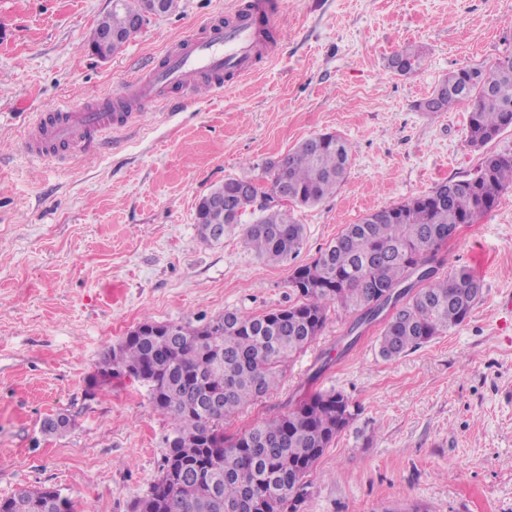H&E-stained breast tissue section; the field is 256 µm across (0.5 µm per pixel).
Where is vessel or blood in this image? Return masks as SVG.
I'll return each instance as SVG.
<instances>
[{"instance_id": "1", "label": "vessel or blood", "mask_w": 512, "mask_h": 512, "mask_svg": "<svg viewBox=\"0 0 512 512\" xmlns=\"http://www.w3.org/2000/svg\"><path fill=\"white\" fill-rule=\"evenodd\" d=\"M281 8L279 0H248L233 23L215 17L172 43L149 72L109 92L102 104L66 103L39 114L23 141L25 153L47 162L59 151L92 155L109 146V133L128 123L132 113L161 103L171 88L194 91L222 88L224 75L250 76L260 57L273 55L263 24Z\"/></svg>"}]
</instances>
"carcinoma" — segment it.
Listing matches in <instances>:
<instances>
[{"label":"carcinoma","instance_id":"carcinoma-1","mask_svg":"<svg viewBox=\"0 0 512 512\" xmlns=\"http://www.w3.org/2000/svg\"><path fill=\"white\" fill-rule=\"evenodd\" d=\"M147 21L141 0L112 7L96 25L118 35L108 55L120 51ZM392 59L401 63L397 73L409 75L420 68L423 56L406 46ZM430 97L434 102L426 108L420 103L418 109L431 115L471 102L467 142L484 147L512 122V52L489 70L466 65L448 73L444 90ZM353 152L351 141L320 134L280 161L266 163L257 178L260 192L250 197L226 193L236 181L226 178L198 203L200 238L219 241L249 210L258 216L243 228L247 246L270 263L288 261L305 239L294 210L336 192ZM283 187L288 203L270 206L258 200L259 194ZM511 188L512 154L488 155L463 180L438 183L347 225L311 263L293 270L288 287L297 301L287 307L261 315L226 310L201 327L146 317L112 345L99 362L102 382L132 378L145 384L152 406L174 422L160 476L132 512H299L307 495L306 477L356 420L360 406L341 392L316 391L284 414L230 436L224 434V418L274 388L291 358L322 333L337 305L353 315L351 335L383 319L378 341L385 360L404 356L463 323L482 297V284L465 268L449 276L439 273L448 229L483 217ZM219 395L224 404L215 407L213 398ZM69 426L64 414L42 423L49 434ZM0 512L75 509L58 490L41 487L0 499Z\"/></svg>","mask_w":512,"mask_h":512}]
</instances>
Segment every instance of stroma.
Instances as JSON below:
<instances>
[{
  "instance_id": "obj_1",
  "label": "stroma",
  "mask_w": 512,
  "mask_h": 512,
  "mask_svg": "<svg viewBox=\"0 0 512 512\" xmlns=\"http://www.w3.org/2000/svg\"><path fill=\"white\" fill-rule=\"evenodd\" d=\"M241 2L180 0L102 59L85 42L112 0H0V499L46 486L79 512H131L161 472L174 424L147 386L101 384L109 346L147 316L201 325L227 309L288 306L293 267L345 225L512 153V129L468 146L470 102L417 108L449 71L512 51V0H283L281 48L246 79L141 113L97 155L24 154L37 113L98 100ZM407 43L424 61L401 75L389 59ZM323 133L356 150L335 194L296 209V258L265 262L238 231L201 241L203 195ZM443 254L444 272L483 281L465 322L386 360L380 324L354 340L335 309L281 383L225 420L231 434L316 390L359 404L308 476L303 512H512V190ZM58 413L70 428L44 435Z\"/></svg>"
}]
</instances>
